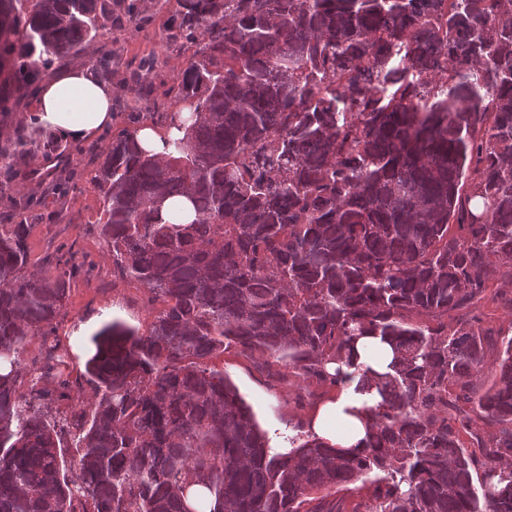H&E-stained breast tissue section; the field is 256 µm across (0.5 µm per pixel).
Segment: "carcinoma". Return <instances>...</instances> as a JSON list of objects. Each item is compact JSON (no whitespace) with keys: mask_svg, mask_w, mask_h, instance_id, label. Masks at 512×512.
Segmentation results:
<instances>
[{"mask_svg":"<svg viewBox=\"0 0 512 512\" xmlns=\"http://www.w3.org/2000/svg\"><path fill=\"white\" fill-rule=\"evenodd\" d=\"M117 15L143 10L0 0V114L91 43L112 74ZM161 41L195 47L164 92L180 135L163 157L128 129L84 149L113 274L159 304L149 334L105 323L71 379V272H29L31 194L0 224V512H200L193 485L209 512H512V319L474 314L512 281V0H183ZM58 150L20 125L0 195L32 178L20 154ZM177 198L191 223L163 217ZM367 335L394 358L366 377L381 402L360 454L301 433L270 454L210 365L259 352L331 388ZM30 336L46 362L28 378ZM496 283L494 286L489 288L486 292L484 299L481 300L480 309L484 314L485 325L489 327H498L499 325H505L507 327L509 317L507 311H505L497 302L492 300Z\"/></svg>","mask_w":512,"mask_h":512,"instance_id":"carcinoma-1","label":"carcinoma"}]
</instances>
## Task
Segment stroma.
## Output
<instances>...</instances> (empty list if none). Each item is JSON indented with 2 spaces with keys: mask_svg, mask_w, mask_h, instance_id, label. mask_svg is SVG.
<instances>
[{
  "mask_svg": "<svg viewBox=\"0 0 512 512\" xmlns=\"http://www.w3.org/2000/svg\"><path fill=\"white\" fill-rule=\"evenodd\" d=\"M143 8L148 18L145 25H127L112 33L119 51L111 83L116 96L112 124L97 140L101 146L128 128L129 113H143L144 123H151V111L164 103V90L187 66L193 53L190 45L179 47L160 40L162 30L179 21V0H164L160 10L154 0H143ZM151 54L158 60L154 90L140 100L122 81L141 58ZM61 147L71 155L75 187L65 195L43 191L41 206L31 213L28 244L30 260L37 266L76 270L57 335L71 364L79 370L87 357L89 337L105 322L120 320L143 334L149 331L154 312L140 286L121 282L112 274V258L99 235L102 202L94 186V163L78 153L76 143L65 141ZM214 365L237 388L262 427L297 423L329 393L327 387L314 383L297 389V379L291 374L281 380L269 377L264 358L258 353L244 358L228 351L215 359Z\"/></svg>",
  "mask_w": 512,
  "mask_h": 512,
  "instance_id": "35a3bbf8",
  "label": "stroma"
}]
</instances>
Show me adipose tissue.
Returning <instances> with one entry per match:
<instances>
[{"label":"adipose tissue","mask_w":512,"mask_h":512,"mask_svg":"<svg viewBox=\"0 0 512 512\" xmlns=\"http://www.w3.org/2000/svg\"><path fill=\"white\" fill-rule=\"evenodd\" d=\"M39 124L72 142L96 139L112 124V90L93 78L87 66H71L43 84L35 104ZM393 358L390 346L374 336L360 337L351 353L348 379L315 405L304 419L305 429L326 446L354 451L366 441V410L377 393L357 390L358 369L387 371Z\"/></svg>","instance_id":"1"}]
</instances>
